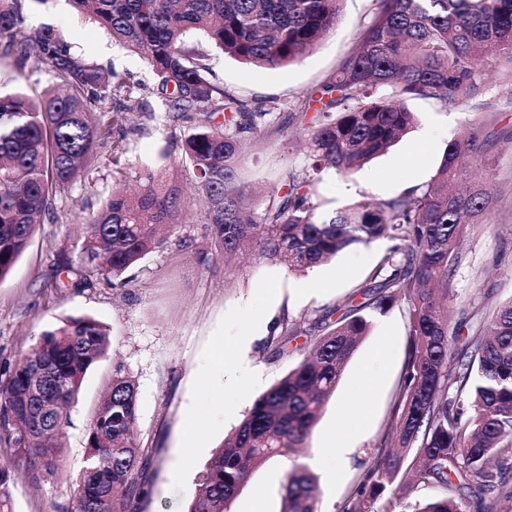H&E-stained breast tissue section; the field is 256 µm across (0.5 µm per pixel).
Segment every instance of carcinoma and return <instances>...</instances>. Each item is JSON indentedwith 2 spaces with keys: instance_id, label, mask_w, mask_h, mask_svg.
<instances>
[{
  "instance_id": "obj_1",
  "label": "carcinoma",
  "mask_w": 512,
  "mask_h": 512,
  "mask_svg": "<svg viewBox=\"0 0 512 512\" xmlns=\"http://www.w3.org/2000/svg\"><path fill=\"white\" fill-rule=\"evenodd\" d=\"M17 0H0V41L34 68L51 66L56 88L40 95H0V281L12 270L41 216L53 210L97 147L123 127L128 113L154 117L140 86L112 82L104 71L71 52L50 29L24 25ZM97 27L138 53L157 77L172 121L194 120L181 138L200 208H191L178 178L152 167L131 171L132 195L115 188L86 222L75 259L61 260L63 287L88 288L92 278L120 285L150 253L194 239L181 236L202 224L224 269L245 246L261 258L300 274L344 249L377 238L393 245L359 285L360 300L315 339L301 361L262 393L233 434L200 472V494L185 512H232L252 472L305 445L323 406L335 395L345 366L376 314L403 298L408 303V350L390 435L382 443L343 512H393L386 493L436 485L441 493L406 512H463L448 488L478 486L496 512L500 495L512 498V302L479 322L462 318L448 339V306L436 285L450 281L460 259L457 240L479 224L491 200L484 185L459 192L450 186L488 165L481 126L448 142L431 182L375 206L356 205L318 215L317 184L329 170L348 173L400 141L414 124L410 98L463 106L487 86L488 58L504 63L512 79V0H376L377 7L341 67L323 83L309 124L308 167L287 171L261 203L250 202L238 167L257 119L210 79L206 54L188 42L192 33L243 63L279 69L304 58L333 27L340 0H70ZM116 102L102 121L89 112L88 94ZM223 115V121L214 122ZM306 335L285 317L262 352L286 358ZM110 329L89 316H68L43 331L13 366L0 370V444L14 449L11 468L0 467V510L7 509L10 471L34 484L58 473L68 409L88 370L106 354ZM137 386L121 367L86 432L87 452L69 480L64 512H143L153 451L135 437ZM281 512H318L317 478L297 463L282 483Z\"/></svg>"
}]
</instances>
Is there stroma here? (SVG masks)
Returning a JSON list of instances; mask_svg holds the SVG:
<instances>
[{
  "instance_id": "35a3bbf8",
  "label": "stroma",
  "mask_w": 512,
  "mask_h": 512,
  "mask_svg": "<svg viewBox=\"0 0 512 512\" xmlns=\"http://www.w3.org/2000/svg\"><path fill=\"white\" fill-rule=\"evenodd\" d=\"M24 24L50 28L73 52L105 72L144 84L157 114L134 116L126 123L129 150L113 155L111 145L99 150V162L58 198L53 212L38 224L27 248L9 275L0 281V367L14 362L35 344L42 330L69 315H88L110 325L108 355L86 375L77 404L70 412L60 459L63 478L32 484L12 476L7 489L11 512H62L68 501L67 477L84 465L86 431L114 367H122L137 385L138 439L153 450L151 493L144 512H184L198 493V476L213 451L223 443L254 400L288 373L305 353L273 359L262 353L263 340L246 350L249 367L232 358L217 362L256 318L303 322L319 337L329 329L321 316L347 306L356 286L390 248L389 239L353 245L304 275L253 255L239 266L205 264L208 249L202 225L191 227L193 247L172 255L149 254L120 287L97 280L91 288H68L58 255L77 256L82 221L94 214L112 185L132 165L180 168V139L186 123L164 120L165 106L154 92L146 63L114 44L90 16L70 0H18ZM375 0H344L334 28L299 62L282 69L245 65L222 54L210 61L213 82L245 102L252 111L273 108L274 127L250 135L240 161L242 177L270 186L285 169L303 170L307 163L306 126L298 108L316 96L351 53ZM489 83L476 98L482 113L430 99H412L413 130L388 153L363 168L342 175L323 174L318 186L320 212L331 216L360 203H381L425 186L433 178L448 142L475 120L487 124V155L492 164V205L486 221L467 225L460 236L461 261L448 286L451 322L473 315L489 316L512 302V89L502 81L503 69L489 61ZM49 67L32 70L13 50L0 44V91H41L52 84ZM409 311L399 299L376 316L348 361L336 394L324 406L297 463L318 479L320 512H342L345 501L370 468L374 453L394 418L408 346ZM373 375L375 386L363 392L359 378ZM352 452L340 471H333L335 443ZM287 461L276 458L257 468L236 498L232 512H281V486Z\"/></svg>"
}]
</instances>
